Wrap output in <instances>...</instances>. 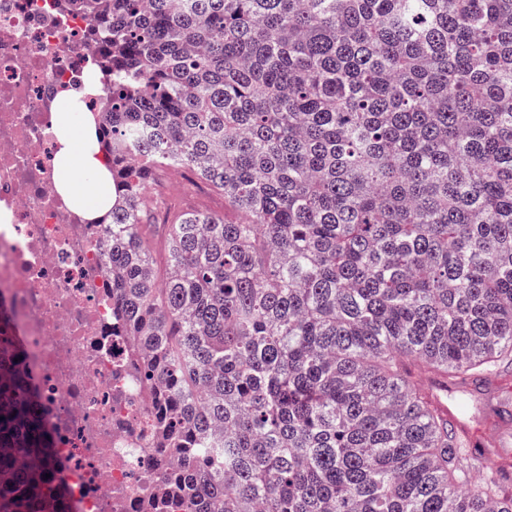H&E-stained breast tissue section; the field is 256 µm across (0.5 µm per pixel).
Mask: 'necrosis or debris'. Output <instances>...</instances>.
<instances>
[{"label": "necrosis or debris", "instance_id": "obj_1", "mask_svg": "<svg viewBox=\"0 0 512 512\" xmlns=\"http://www.w3.org/2000/svg\"><path fill=\"white\" fill-rule=\"evenodd\" d=\"M86 17L54 0H0V335L22 353L52 433L43 466L78 512H143L156 405L112 333L97 225L56 189L54 114L97 109Z\"/></svg>", "mask_w": 512, "mask_h": 512}]
</instances>
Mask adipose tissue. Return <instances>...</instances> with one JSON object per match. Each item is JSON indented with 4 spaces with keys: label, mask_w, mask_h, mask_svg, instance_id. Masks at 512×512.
Listing matches in <instances>:
<instances>
[{
    "label": "adipose tissue",
    "mask_w": 512,
    "mask_h": 512,
    "mask_svg": "<svg viewBox=\"0 0 512 512\" xmlns=\"http://www.w3.org/2000/svg\"><path fill=\"white\" fill-rule=\"evenodd\" d=\"M61 148L58 192L90 217L102 216L111 205V178L93 127L79 123L73 101H64L54 118Z\"/></svg>",
    "instance_id": "ef3b65f1"
}]
</instances>
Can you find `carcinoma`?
<instances>
[{
    "instance_id": "cac0c4a2",
    "label": "carcinoma",
    "mask_w": 512,
    "mask_h": 512,
    "mask_svg": "<svg viewBox=\"0 0 512 512\" xmlns=\"http://www.w3.org/2000/svg\"><path fill=\"white\" fill-rule=\"evenodd\" d=\"M56 2L104 71L114 335L177 461L146 509L512 512V459L434 395L512 375V0ZM168 168L228 213L155 223ZM17 357L0 512H75Z\"/></svg>"
}]
</instances>
